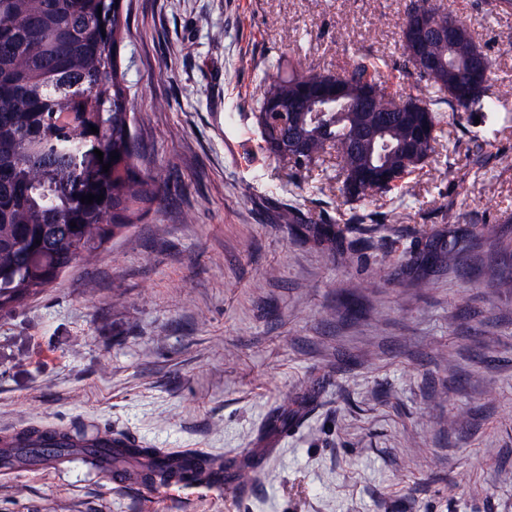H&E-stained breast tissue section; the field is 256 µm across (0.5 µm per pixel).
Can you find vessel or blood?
<instances>
[{
	"mask_svg": "<svg viewBox=\"0 0 512 512\" xmlns=\"http://www.w3.org/2000/svg\"><path fill=\"white\" fill-rule=\"evenodd\" d=\"M42 437L55 439L68 448H100L109 451L115 448H137L141 445L138 437L117 435L106 428L89 433L43 423L30 425L23 434L15 430L0 433V447L22 448L26 443L37 442Z\"/></svg>",
	"mask_w": 512,
	"mask_h": 512,
	"instance_id": "obj_1",
	"label": "vessel or blood"
}]
</instances>
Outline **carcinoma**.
I'll list each match as a JSON object with an SVG mask.
<instances>
[{"label":"carcinoma","mask_w":512,"mask_h":512,"mask_svg":"<svg viewBox=\"0 0 512 512\" xmlns=\"http://www.w3.org/2000/svg\"><path fill=\"white\" fill-rule=\"evenodd\" d=\"M127 18L115 0H0V312L53 285L81 259L108 243L116 231L140 218L145 205L156 199L157 178L135 165L139 147L132 132L128 86L120 50ZM447 46L431 42L424 51L450 60L441 72H416L406 36H401L405 69L415 76L416 90L433 86L441 100L454 105L457 86L469 69H490L487 54L475 43L471 30ZM376 62L359 55L338 74L293 71L286 79L269 83L256 115L266 148L275 152L283 130L307 140L305 161L290 156L298 173L318 160L326 149L340 155L341 185L347 194V175L369 166L374 159L367 146L352 141L355 126H370L381 113H397L393 96L375 98V111L279 114V108L298 99L311 85L339 82L355 93L376 83ZM512 89L477 93L475 106L497 110ZM438 124L433 108L399 118L389 128L390 148L384 164L400 173L423 165L434 146L416 142V160L401 155L412 130ZM96 126L98 133L90 131ZM103 152L98 160L94 150ZM119 154L111 160L110 153ZM111 163L107 173L102 164ZM102 194L100 202L86 204L81 197ZM76 226H70V222ZM322 239L340 238L332 224H305ZM98 465L109 466L147 485L165 484L192 476L197 482L224 479V460L205 456L165 454L159 448H124L110 456L84 448Z\"/></svg>","instance_id":"cac0c4a2"}]
</instances>
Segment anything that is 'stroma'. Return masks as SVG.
<instances>
[{
	"mask_svg": "<svg viewBox=\"0 0 512 512\" xmlns=\"http://www.w3.org/2000/svg\"><path fill=\"white\" fill-rule=\"evenodd\" d=\"M433 2L512 87V11ZM405 3L122 0L138 166L162 198L0 313V429L131 432L224 458L225 483L157 493L18 455L0 512H512V97L481 120L439 105L431 157L364 202L332 153L293 181L256 124L292 62L371 51L380 88L412 93Z\"/></svg>",
	"mask_w": 512,
	"mask_h": 512,
	"instance_id": "1",
	"label": "stroma"
}]
</instances>
